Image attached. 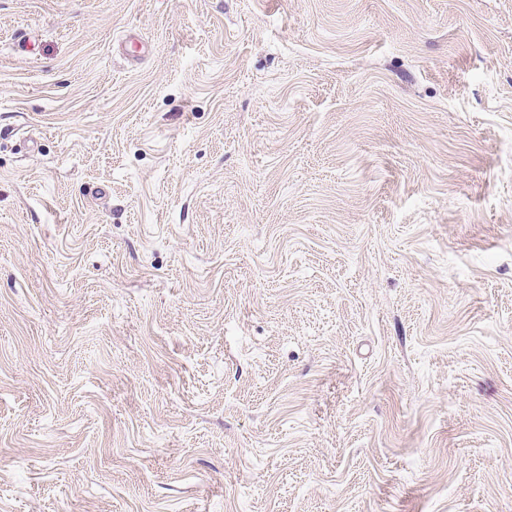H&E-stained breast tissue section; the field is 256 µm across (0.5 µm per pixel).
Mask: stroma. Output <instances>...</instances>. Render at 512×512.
Listing matches in <instances>:
<instances>
[{
	"mask_svg": "<svg viewBox=\"0 0 512 512\" xmlns=\"http://www.w3.org/2000/svg\"><path fill=\"white\" fill-rule=\"evenodd\" d=\"M0 512H512V0H0Z\"/></svg>",
	"mask_w": 512,
	"mask_h": 512,
	"instance_id": "stroma-1",
	"label": "stroma"
}]
</instances>
